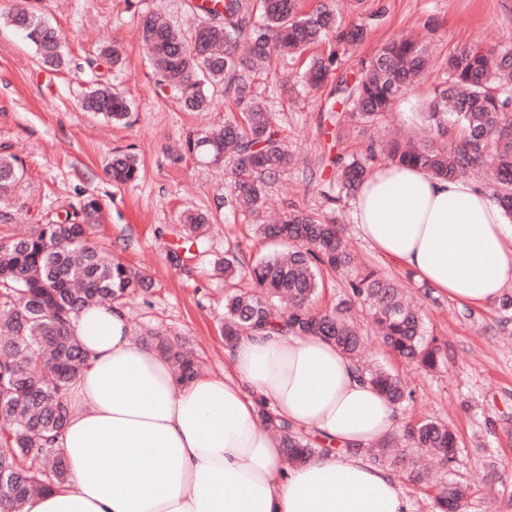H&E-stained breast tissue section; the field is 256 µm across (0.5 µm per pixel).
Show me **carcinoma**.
I'll use <instances>...</instances> for the list:
<instances>
[{"mask_svg":"<svg viewBox=\"0 0 512 512\" xmlns=\"http://www.w3.org/2000/svg\"><path fill=\"white\" fill-rule=\"evenodd\" d=\"M194 8L203 18L188 36L162 14L142 21L141 37L157 84L188 112L208 110L205 87L224 84L237 112L224 124L188 137L183 150L224 165L231 175L230 202L254 218L257 234L285 247L251 261L227 250L215 265L228 288L221 328L226 345L243 334L284 327L298 336H321L355 360L368 381L402 408L412 392L398 372L361 356L364 345L349 316L350 305L359 299L368 306L389 353L433 370L439 365V347L436 337L427 334L420 311L394 279L360 268L340 229L324 217L292 211L275 224L263 217L268 181L288 171L296 158L266 103L253 93L257 71L273 52L286 58L330 38L360 42L365 25L344 28L332 5L303 12L299 0H214ZM7 20L35 45L40 63L52 68L64 64L60 32L42 20L31 0L9 12ZM429 61L427 45L418 40L383 44L354 81L336 84L343 108L332 115L335 128L379 125ZM336 70L335 54L315 58L301 84L316 88ZM83 108L120 122L130 105L119 91L100 85L86 95ZM423 117L414 138L383 142L371 137L360 155L335 159L336 179L328 182L323 196L357 191L368 165L381 155L445 179L486 167L497 187V203L512 222V51L493 54L465 45L449 52L442 81L424 102ZM109 171L120 183L139 176L131 153L113 155ZM21 180L18 159L0 153V203L13 196ZM100 209L97 199L88 198L59 222L34 224L28 234L0 241V512H23L29 496L70 483L55 443L69 414L67 390L85 361L72 314L92 304L121 309L128 296L151 287L146 275L112 259L94 242ZM209 223L206 212L183 215L180 237L186 252L206 251ZM326 271L345 279L349 296L329 310H316ZM244 280L251 288L238 287ZM143 342L170 364L178 382L199 376V365L185 344L160 333L148 334ZM262 414L279 437L287 465H301L322 452L270 410ZM457 448L447 425L425 420L401 426L390 441L367 454L373 463L421 483L425 474L418 451H429L443 472L434 512H464L470 486L449 476Z\"/></svg>","mask_w":512,"mask_h":512,"instance_id":"carcinoma-1","label":"carcinoma"}]
</instances>
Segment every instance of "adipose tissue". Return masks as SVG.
<instances>
[{
	"instance_id": "adipose-tissue-1",
	"label": "adipose tissue",
	"mask_w": 512,
	"mask_h": 512,
	"mask_svg": "<svg viewBox=\"0 0 512 512\" xmlns=\"http://www.w3.org/2000/svg\"><path fill=\"white\" fill-rule=\"evenodd\" d=\"M353 206L364 241L450 299L482 306L512 286V225L489 189L389 165ZM72 324L86 361L56 443L71 485L24 512H412L365 454L395 434V410L334 343L245 334L223 375L182 385L123 310L89 306ZM265 407L329 453L285 467Z\"/></svg>"
}]
</instances>
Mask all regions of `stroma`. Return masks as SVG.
<instances>
[{
    "label": "stroma",
    "instance_id": "obj_1",
    "mask_svg": "<svg viewBox=\"0 0 512 512\" xmlns=\"http://www.w3.org/2000/svg\"><path fill=\"white\" fill-rule=\"evenodd\" d=\"M190 0H40L42 16L63 34L70 60L64 68L38 61L34 45L21 32L0 23V152L16 155L24 168L23 189L15 198L21 218L0 224V238L21 235L32 225L64 219L71 205L88 197L101 204L98 240L124 264L144 270L152 286L129 298L124 311L133 331L147 328L186 340L208 374L228 367L220 325L224 319V282L213 274V262L225 250H241L253 259L273 250L256 237L250 221L227 200L228 174L204 159L185 154L187 135L223 122L231 99L223 87L209 88L205 112L181 109L173 95L159 87L140 40L144 16L165 15L175 29L189 27ZM344 26L366 23L364 41L356 46L325 42L305 56L282 61L254 82L267 100L288 145L308 162L294 168L267 189L270 214L307 209L335 216L359 258L379 272L397 278L425 313L427 330L436 336L444 363L435 371H406L413 399L397 413L398 422L438 419L456 432L455 478L473 488L466 512H486L487 471L476 459L487 449L496 476L512 491V313L498 303L483 307L458 304L440 292H426L413 274L384 260L359 236L353 200H326L320 193L321 160L358 150L365 133L351 131L331 139L326 100L334 80L316 90L297 87V75L308 58L336 54L339 71L357 74L384 42L407 35L432 38L436 51L479 44L499 53L512 50V0H366L365 15L337 0ZM118 45L119 66L97 59L99 46ZM441 74L428 71L401 96L378 131L415 132L421 127L420 105ZM107 84L130 102L126 122L115 124L84 111L81 100L91 88ZM135 154L139 177L114 183L107 167L115 152ZM209 212L212 229L207 250L176 261L182 253L178 216L185 210Z\"/></svg>",
    "mask_w": 512,
    "mask_h": 512
}]
</instances>
